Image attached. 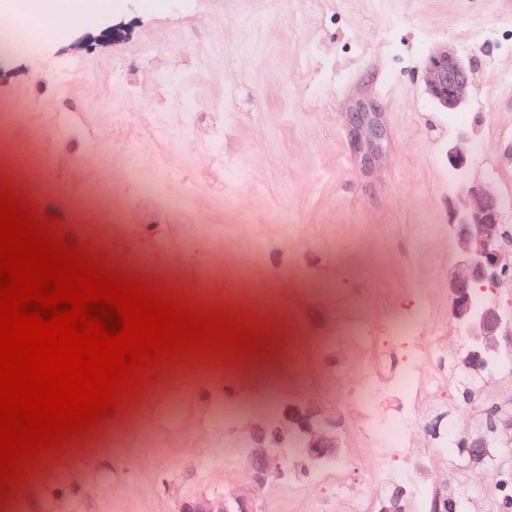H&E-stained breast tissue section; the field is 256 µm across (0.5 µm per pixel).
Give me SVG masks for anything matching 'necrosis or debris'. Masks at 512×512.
<instances>
[{
    "mask_svg": "<svg viewBox=\"0 0 512 512\" xmlns=\"http://www.w3.org/2000/svg\"><path fill=\"white\" fill-rule=\"evenodd\" d=\"M64 6V0H11L12 17L8 23L0 24V52L29 49L34 27ZM163 94L183 100L186 136L208 138L211 151L199 177L208 186L223 189L224 127L219 124L209 131L199 124L201 103L207 100L206 89L195 83L180 82L165 86ZM5 124L15 125L17 134L29 140L39 159L66 168L77 165V158L53 147L57 138L54 113H26L24 124L19 125L14 113L1 112L0 126ZM75 130L91 140L94 151L108 153L115 149L125 157L148 147H159L171 135L166 116L161 112H144L135 122L110 126L99 125L87 115ZM169 165V160L164 158L149 170L125 168L120 177L125 196L120 216L80 225L79 230L81 243L99 247L101 256H109L115 250L138 253L151 264L164 266L165 272L157 286L171 297L175 294L171 282L187 275L189 267L172 265L170 249L191 252L198 239L207 238L208 231L203 225L191 228L180 222L187 200L169 193ZM427 322V317H412L397 336H376L355 328L349 337L336 341V362L323 375L318 372L317 356L305 354L307 376L320 394L335 398L339 410L355 417L357 428L350 435L352 453L317 468L316 480L305 484L302 495L292 498L293 512H301L308 498L338 500L345 512H377L375 488L407 480L409 458L420 462L429 458L430 449L420 438V414L431 401L448 399L451 389L446 372L434 366L436 359L446 356L448 340L443 336L432 344L420 340L419 328ZM394 351L404 361L390 370L385 360ZM426 363L431 366L427 372L422 369ZM202 386V381L194 377L173 380L166 390L165 408L158 426L175 428L178 413L194 408ZM365 446L377 449L378 467L369 466L359 456V448Z\"/></svg>",
    "mask_w": 512,
    "mask_h": 512,
    "instance_id": "necrosis-or-debris-1",
    "label": "necrosis or debris"
}]
</instances>
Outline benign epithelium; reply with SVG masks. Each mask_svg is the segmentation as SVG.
Returning <instances> with one entry per match:
<instances>
[{"instance_id":"obj_1","label":"benign epithelium","mask_w":512,"mask_h":512,"mask_svg":"<svg viewBox=\"0 0 512 512\" xmlns=\"http://www.w3.org/2000/svg\"><path fill=\"white\" fill-rule=\"evenodd\" d=\"M470 57L446 44L425 59L423 81L431 100L446 112L463 111L472 90ZM349 120L364 132L369 143L382 137L371 119L370 109L360 107ZM468 141L448 147V165L460 173L455 185L451 231L458 272L451 277L448 292L452 320L466 337L462 364L468 381L477 382L501 360L512 356V315L497 301L476 302L473 290L495 291L512 283V233L503 221L501 198L485 181L469 177ZM498 405L489 413L490 427L482 434L464 429L458 434V453L470 466L488 465L499 443L512 441L511 426L502 423ZM311 465L340 458L345 451L341 421L310 400L283 403L275 419L257 424L250 432L247 464L251 483L224 496L198 495L185 498L179 512H256L257 489L288 476V448ZM459 495L449 490L437 499L433 512H457Z\"/></svg>"}]
</instances>
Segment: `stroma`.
Here are the masks:
<instances>
[{"label":"stroma","instance_id":"35a3bbf8","mask_svg":"<svg viewBox=\"0 0 512 512\" xmlns=\"http://www.w3.org/2000/svg\"><path fill=\"white\" fill-rule=\"evenodd\" d=\"M91 2L99 12L89 33L121 22L126 39L78 48L73 31L57 28L32 50L0 60V104L21 113L86 112L103 125L132 121L153 110L155 86L148 81L131 94L111 83L110 71L140 70L151 57L172 75L222 92L230 175L223 190L198 177L208 143L176 135L168 143L171 191L189 198L191 219L224 227L211 244L223 264L196 254L197 275L182 295L246 316L272 292L262 327L270 350L164 366L101 424L37 461L0 512H176L184 498L247 485L239 431L262 420L266 406L315 396L293 364L299 351L328 353L331 339L350 335L356 318L373 334L389 335L435 302L440 309L424 338L447 337L452 353L463 348L448 304L456 261L449 145L466 136L469 175L512 196V82L501 79L512 73V0H122L114 11ZM487 29L496 40L473 47L474 33ZM448 43L475 64L472 97L457 114L432 104L422 78L428 54ZM72 71L85 82L60 96L59 82ZM361 101L377 105L385 130L369 165L347 120ZM99 168L91 185L78 172L44 169L37 217L86 224L111 212L113 165ZM195 375L212 381L201 403L238 396V430L192 412L180 433L154 431L170 380ZM511 397L512 365H503L472 403L451 398L449 419L469 427L482 404ZM132 412L139 426L125 447L98 449L79 463L86 442ZM491 473L460 465L451 451L415 478L429 486L446 476L471 512H498Z\"/></svg>","mask_w":512,"mask_h":512}]
</instances>
